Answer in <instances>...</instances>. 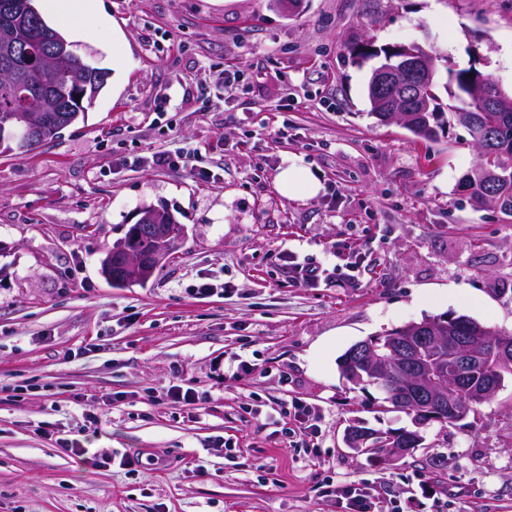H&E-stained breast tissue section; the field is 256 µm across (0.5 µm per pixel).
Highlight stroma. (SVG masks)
<instances>
[{"instance_id": "35a3bbf8", "label": "stroma", "mask_w": 512, "mask_h": 512, "mask_svg": "<svg viewBox=\"0 0 512 512\" xmlns=\"http://www.w3.org/2000/svg\"><path fill=\"white\" fill-rule=\"evenodd\" d=\"M45 21L111 75L59 138L0 153V512H340L330 480L373 488L377 512H512L511 379L480 417L424 428L388 465L344 431L410 417L379 412L382 392L338 368L356 342L428 316L512 332V214L470 200L468 130L425 142L380 123L375 62L346 52L416 42L511 94L512 0H305L292 14L99 0L95 16ZM173 147L186 166L153 164ZM292 157L315 197L279 192ZM145 205L185 235L146 285L112 287L100 260ZM289 250L331 276L294 283ZM204 278L216 290L191 294ZM182 383L201 404L171 400ZM296 401L320 416L317 438ZM79 428L101 467L60 449ZM125 452L142 453L137 472Z\"/></svg>"}]
</instances>
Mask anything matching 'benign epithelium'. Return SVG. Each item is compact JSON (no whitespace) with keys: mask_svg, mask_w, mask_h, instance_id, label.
Wrapping results in <instances>:
<instances>
[{"mask_svg":"<svg viewBox=\"0 0 512 512\" xmlns=\"http://www.w3.org/2000/svg\"><path fill=\"white\" fill-rule=\"evenodd\" d=\"M396 53L394 62L372 70L368 94L373 111L387 112L389 121L410 127L415 113L430 109L439 57L418 43L403 45ZM393 85L401 89V97L394 101L386 95V90ZM479 96L490 110L505 112L509 107L507 98L486 88ZM51 114L52 108L48 107L27 118L25 137L28 142L42 144L63 128L57 121L50 122ZM475 171L485 181L500 177L498 163L486 158L483 149L479 150ZM162 214L163 210L154 206L140 208L134 232L166 237L168 225L161 223ZM169 254L170 250L163 248L141 256L122 239L115 242L103 258L101 272L109 280L115 268L126 282L147 280ZM488 352L498 364L511 365L512 334L489 330L477 323L450 326L439 318H427L408 324L404 335L392 337L381 348L368 339L354 344L349 351L352 368L345 371V375L355 383L365 372L394 374L403 379L409 390L407 402L418 409L419 417L414 424L421 429L442 413L454 415L461 395L472 405H481L495 397L500 389L498 378L489 376L478 383L470 376V369ZM377 437L379 434L372 430L352 425L345 433V443L363 455L371 451L370 441Z\"/></svg>","mask_w":512,"mask_h":512,"instance_id":"1","label":"benign epithelium"}]
</instances>
